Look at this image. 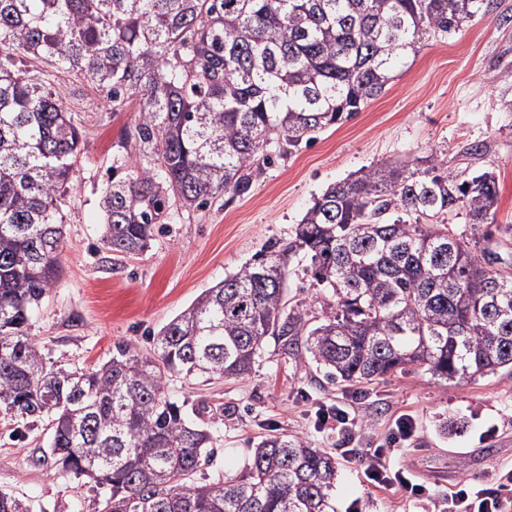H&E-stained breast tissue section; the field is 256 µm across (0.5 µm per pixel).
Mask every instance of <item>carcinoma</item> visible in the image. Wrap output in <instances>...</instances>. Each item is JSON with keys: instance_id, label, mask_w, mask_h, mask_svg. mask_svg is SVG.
<instances>
[{"instance_id": "cac0c4a2", "label": "carcinoma", "mask_w": 512, "mask_h": 512, "mask_svg": "<svg viewBox=\"0 0 512 512\" xmlns=\"http://www.w3.org/2000/svg\"><path fill=\"white\" fill-rule=\"evenodd\" d=\"M486 0H0V412L48 422L47 459L106 489L98 512H335L336 459L262 439L244 473L199 484L212 431L169 378H244L269 338L305 348L338 382L418 365L461 384L512 368V275L448 228L496 223L497 179L385 162L331 184L286 243L269 242L150 336L85 371L49 365L29 334L63 271L67 186L81 132L32 74L51 58L140 112L103 188L100 242L149 247L173 207L248 194L284 148L340 126L393 68L471 22ZM322 317L288 306L292 262ZM0 512H32L0 492Z\"/></svg>"}]
</instances>
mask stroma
<instances>
[{"label":"stroma","instance_id":"obj_1","mask_svg":"<svg viewBox=\"0 0 512 512\" xmlns=\"http://www.w3.org/2000/svg\"><path fill=\"white\" fill-rule=\"evenodd\" d=\"M512 0H490L448 39L429 41L400 66L389 89L343 125L279 158L242 197L216 200L197 211L173 210L149 248L125 256L100 244V194L123 150L121 139L139 114L113 112L105 93L75 72L37 63V75L63 92L82 132L81 158L65 200L64 273L32 320L30 335L48 361L68 368L97 366L125 342L148 352L150 333L187 308L206 288L236 272L270 241L285 242L314 199L330 184L363 167L438 154L449 168L492 169L498 179L497 231L489 249L512 264ZM486 142L482 159L463 156L472 141ZM173 395L190 406L206 403L217 415L219 438L196 482L240 474L256 444L270 435L305 438L338 463L336 512H443L460 481L493 491L512 468V371L454 384L408 366L370 383L327 381L306 352L284 353L267 340L245 379L207 382L174 376ZM352 406L369 440L390 437L399 418L413 435L397 444L395 466L429 490L408 500L398 486L366 482L364 458L319 429L316 412ZM46 423L27 424L0 414V491L30 502L34 512H97L99 496L85 481L30 460L48 447Z\"/></svg>","mask_w":512,"mask_h":512}]
</instances>
